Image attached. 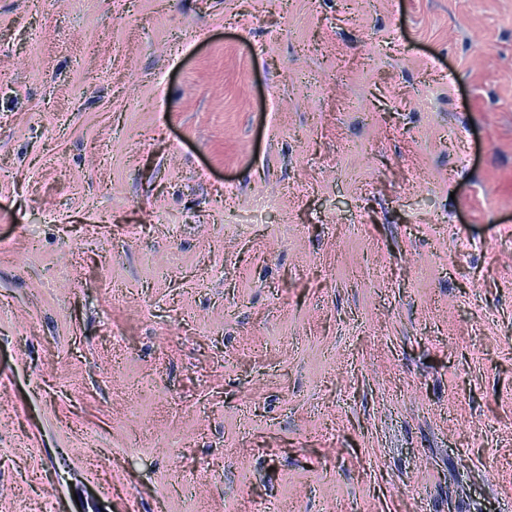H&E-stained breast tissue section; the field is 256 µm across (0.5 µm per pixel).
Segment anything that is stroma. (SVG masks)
<instances>
[{
  "label": "stroma",
  "instance_id": "1",
  "mask_svg": "<svg viewBox=\"0 0 512 512\" xmlns=\"http://www.w3.org/2000/svg\"><path fill=\"white\" fill-rule=\"evenodd\" d=\"M0 512H512V0H0Z\"/></svg>",
  "mask_w": 512,
  "mask_h": 512
}]
</instances>
